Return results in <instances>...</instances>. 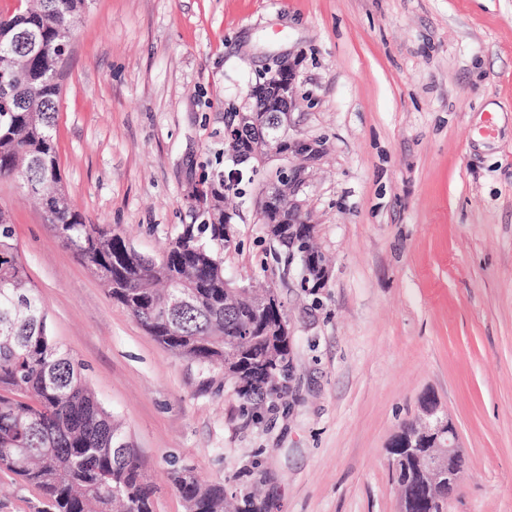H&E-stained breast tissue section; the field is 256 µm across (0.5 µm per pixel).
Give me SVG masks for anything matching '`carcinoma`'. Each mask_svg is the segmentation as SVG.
Masks as SVG:
<instances>
[{
	"label": "carcinoma",
	"mask_w": 512,
	"mask_h": 512,
	"mask_svg": "<svg viewBox=\"0 0 512 512\" xmlns=\"http://www.w3.org/2000/svg\"><path fill=\"white\" fill-rule=\"evenodd\" d=\"M87 0H35L0 15V67L13 72L10 92L0 89V177L62 184L55 117L61 92L53 78L55 52L33 56L25 34L35 30L54 47L62 43ZM42 205L54 213L53 230L86 264L109 273L108 292L148 334L175 354L199 342L194 362L224 367V381L248 383L235 393L254 406L278 396L267 388L277 368L291 363L290 336L278 334L282 310L270 307L250 339L236 341L240 327L255 319L258 290L225 287L224 173H201L186 193L195 222L182 225L157 258L143 257L119 233L89 224L65 196L47 194ZM192 306L169 310L185 287ZM44 311L19 254L15 231L0 211V469L36 488L42 512H154L152 490L138 457L115 465L113 449L124 442L120 427L97 401L82 367L37 321ZM397 481L416 483L415 495L431 492L415 461L400 460ZM186 512H226L224 485L201 484L187 465L170 472Z\"/></svg>",
	"instance_id": "carcinoma-1"
}]
</instances>
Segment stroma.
<instances>
[{
  "label": "stroma",
  "instance_id": "stroma-1",
  "mask_svg": "<svg viewBox=\"0 0 512 512\" xmlns=\"http://www.w3.org/2000/svg\"><path fill=\"white\" fill-rule=\"evenodd\" d=\"M278 54L301 60L290 135L321 146L298 198L329 279L298 288L247 197L224 277L277 288L289 391L253 412L222 368L155 341L2 177L51 336L120 422L155 512H184L183 465L265 512H400L387 448L429 397L465 460L446 512H512V0H91L56 114L72 203L157 256L192 220L200 163L224 167L230 103ZM42 507L0 471V512Z\"/></svg>",
  "mask_w": 512,
  "mask_h": 512
}]
</instances>
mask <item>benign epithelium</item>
Segmentation results:
<instances>
[{
	"label": "benign epithelium",
	"mask_w": 512,
	"mask_h": 512,
	"mask_svg": "<svg viewBox=\"0 0 512 512\" xmlns=\"http://www.w3.org/2000/svg\"><path fill=\"white\" fill-rule=\"evenodd\" d=\"M300 59L287 54L276 58L275 67L265 72L250 87L245 102L233 108L235 123L224 131L225 158L234 166L253 161L252 170L263 168L269 174L262 181L258 210L267 232L288 242V265L305 261V246L294 236L296 217L302 212L297 199L303 181L302 160L314 159L320 145L311 140L289 137L293 112L299 96L296 77ZM256 135L261 146L251 145L246 151L240 145L245 133ZM416 426L404 429L403 439L408 455L419 462V472L434 496L449 501L459 487L462 456L458 434L447 414L439 411L432 400L421 406Z\"/></svg>",
	"instance_id": "obj_1"
}]
</instances>
